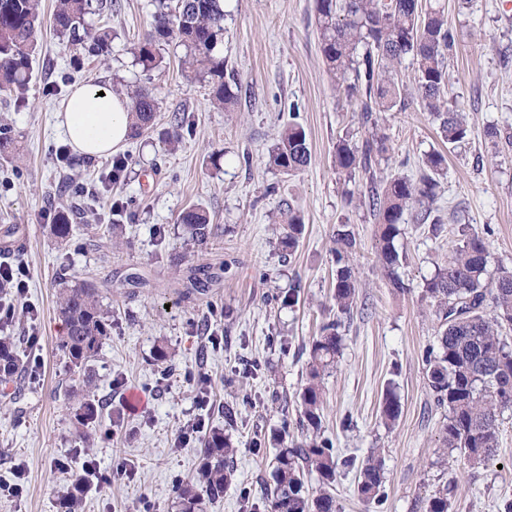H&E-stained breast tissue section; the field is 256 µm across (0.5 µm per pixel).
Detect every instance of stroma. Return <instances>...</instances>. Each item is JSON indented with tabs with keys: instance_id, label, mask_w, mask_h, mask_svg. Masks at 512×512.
Listing matches in <instances>:
<instances>
[{
	"instance_id": "stroma-1",
	"label": "stroma",
	"mask_w": 512,
	"mask_h": 512,
	"mask_svg": "<svg viewBox=\"0 0 512 512\" xmlns=\"http://www.w3.org/2000/svg\"><path fill=\"white\" fill-rule=\"evenodd\" d=\"M457 38L448 59V98L467 114L466 142L447 148L437 177L434 215L443 223L432 237L406 211V258L398 270L407 284L389 286L377 261L375 219L368 207L348 205L337 172L338 140L362 145L370 133L386 138L377 179L420 175L425 153L441 148L439 126L416 100L413 66L396 72L404 105L376 115L358 113L329 78L319 48L314 0H224V39L216 49L224 76L238 84L232 111L217 107L207 77L185 69L186 53L163 44L159 68L144 71L136 57L148 29L150 0H112L111 13L89 16L112 29L108 54L74 53L53 30L55 0H41L45 22L32 56L23 99L0 98V242L14 224L22 248L0 262L29 268L24 305L12 335L36 337L29 357L0 393V480L15 464L25 470L20 496L0 494V512H61L70 475L96 461L113 480L85 496V512H177L175 487L196 473L206 434L220 431L235 448L236 479L207 512H270L265 489L275 450L304 440L297 424L306 384L309 344L333 305L337 225L357 238L351 266L358 299L343 331L336 366L322 378V437L343 464L333 494L341 512H425L427 500L447 491L449 512H499L512 501V408L504 410L495 457L469 469L458 452L442 447L447 411L428 387L424 349L435 344L438 316L422 302L461 225L482 236L487 275L512 266V0H440ZM87 83L127 97L149 90L159 102L154 126L129 139L126 165L110 178L111 158L64 167L55 151L69 143L55 112L73 86ZM188 116L176 150L164 138L177 116ZM296 120L306 131L308 167L290 175L269 163L282 127ZM496 126L500 137L487 135ZM121 202L122 219L111 205ZM205 209L212 234L195 245L180 214ZM73 210L70 240L50 233L56 211ZM303 218L294 252L278 238L289 212ZM207 267L214 280L198 292L190 277ZM86 280L112 312V334L89 367H70L57 349L64 326L56 313L61 279ZM299 297L288 304L289 289ZM170 355L155 359L157 347ZM397 393L395 427L379 416L386 387ZM77 390L100 401L99 416L76 428L66 394ZM142 400L124 403L129 392ZM234 407L235 422L224 418ZM202 420L203 432L178 445L180 429ZM380 449L386 498L364 504L356 471L346 459ZM69 472L55 470V460ZM126 474L116 475L118 466Z\"/></svg>"
}]
</instances>
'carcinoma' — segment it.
Listing matches in <instances>:
<instances>
[{
	"instance_id": "obj_1",
	"label": "carcinoma",
	"mask_w": 512,
	"mask_h": 512,
	"mask_svg": "<svg viewBox=\"0 0 512 512\" xmlns=\"http://www.w3.org/2000/svg\"><path fill=\"white\" fill-rule=\"evenodd\" d=\"M40 0H0V95L22 97L31 77V53L42 18ZM321 52L331 77L347 97L355 99L365 122L373 113L388 111L402 103V87L395 80V67L410 58L414 81L423 111L439 123L449 144L463 141L469 124L461 108L445 99L448 85L447 56L455 43L454 28L445 8L422 5L419 0H315ZM92 0H57L52 14L53 29L84 50L98 54L109 51V27H94L86 17L93 13ZM224 34L223 0H154L150 28L138 43V61L146 71L161 63L158 50L163 43L177 41L185 47L184 63L206 75L212 84L213 99L222 105L236 100L232 84L224 80V58L215 48ZM158 100L146 91L132 96L131 131L139 136L154 124ZM386 151L385 138L373 136L362 147L342 139L336 143L335 165L346 175L347 202L354 199L368 206L378 224L379 260L390 285L406 291L408 286L397 269L404 253L394 241L403 234L404 214L417 205L421 217L431 215L436 197L435 175L446 168V157L433 150L424 155V173L417 181L392 177L379 181L373 163ZM270 162L287 173H298L310 162L304 128L290 121L280 133L270 154ZM364 175L367 194L356 186L355 175ZM51 225L54 237L67 241L72 225L60 210ZM192 241L203 244L211 234L209 217L199 207H189L180 215ZM288 231L282 248L293 251L302 228L299 216L288 213ZM336 281L333 300L336 313L320 327L309 348L307 383L301 394L299 424L317 431L321 428L324 387L322 376L340 356L344 346L342 328L351 318L357 283L349 256L356 246L354 230L339 224L334 231ZM488 250L479 233L462 232L448 262L424 283L423 298L438 310L440 328L437 345L424 351L428 386L435 402L448 408V423L442 430L446 448L457 450L473 468L488 462L498 445L499 418L512 408V346L501 329L512 327V267L498 268L488 281ZM56 311L64 324L58 349L70 365L84 369L94 361L110 336L112 315L98 299V289L86 282H61ZM25 350L9 337H0V383L8 382L23 363ZM67 401L77 427H85L98 416L88 394L71 391ZM401 406L392 388H386L381 419L393 425ZM236 452L230 438L215 432L204 442L195 477L177 487L178 512H204L206 504L224 497L231 484L230 459ZM338 461L327 440L310 439L290 448L276 449L269 489L271 512H338L332 487ZM315 473L320 487L305 489V475ZM383 459L377 450L358 467L357 493L367 503H379L384 496ZM83 495L71 489L64 495L62 512H82Z\"/></svg>"
}]
</instances>
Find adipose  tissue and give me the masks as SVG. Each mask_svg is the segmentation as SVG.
<instances>
[{"label": "adipose tissue", "instance_id": "adipose-tissue-1", "mask_svg": "<svg viewBox=\"0 0 512 512\" xmlns=\"http://www.w3.org/2000/svg\"><path fill=\"white\" fill-rule=\"evenodd\" d=\"M130 108L127 98L86 84L73 90L55 117L76 153L104 158L124 148L131 132Z\"/></svg>", "mask_w": 512, "mask_h": 512}]
</instances>
